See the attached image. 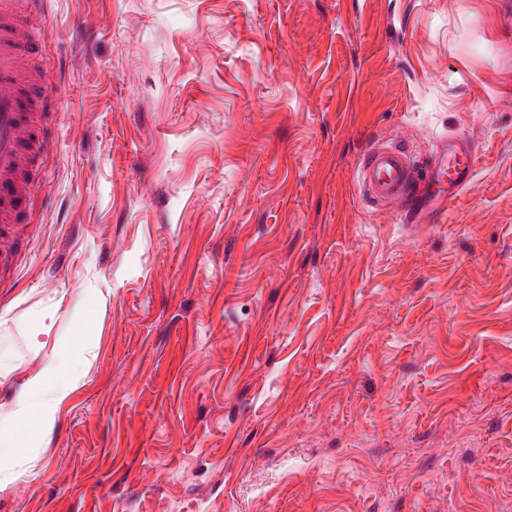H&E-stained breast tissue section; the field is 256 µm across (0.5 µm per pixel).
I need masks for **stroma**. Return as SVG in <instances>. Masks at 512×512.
Segmentation results:
<instances>
[{
  "label": "stroma",
  "instance_id": "obj_1",
  "mask_svg": "<svg viewBox=\"0 0 512 512\" xmlns=\"http://www.w3.org/2000/svg\"><path fill=\"white\" fill-rule=\"evenodd\" d=\"M48 150L0 280V512H512V0H30ZM480 161L430 224L369 145ZM31 437L19 397L64 382ZM421 180L409 147L396 139H380L369 147L359 167V194L370 208L402 214L421 195ZM55 370L54 356H51L47 365L40 371L34 373L28 378L27 392L18 400L17 416L21 422L33 420L35 432L47 430L53 420L56 397L48 395L45 390L46 380ZM28 394L43 396L35 418L31 417L30 407L28 405Z\"/></svg>",
  "mask_w": 512,
  "mask_h": 512
}]
</instances>
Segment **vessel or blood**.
Wrapping results in <instances>:
<instances>
[{
  "label": "vessel or blood",
  "mask_w": 512,
  "mask_h": 512,
  "mask_svg": "<svg viewBox=\"0 0 512 512\" xmlns=\"http://www.w3.org/2000/svg\"><path fill=\"white\" fill-rule=\"evenodd\" d=\"M17 0H0V239L21 223L34 185L30 171L46 144L38 116L47 110L48 77L33 78L28 61L40 54L25 31ZM478 156L466 133L436 141L427 170L433 184H447L444 201L460 196L470 182ZM420 174L409 147L380 139L359 167V194L373 209L400 214L420 194Z\"/></svg>",
  "instance_id": "b4317fda"
}]
</instances>
